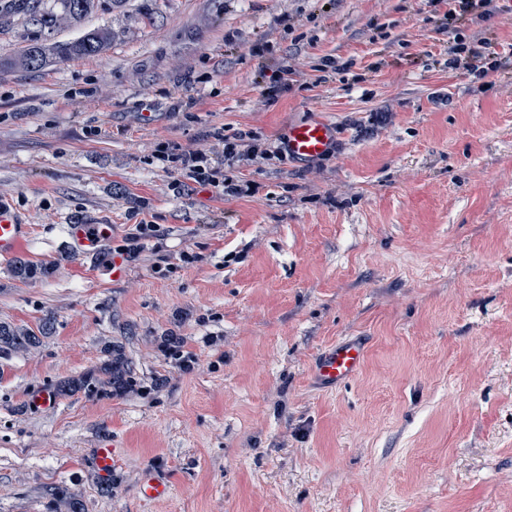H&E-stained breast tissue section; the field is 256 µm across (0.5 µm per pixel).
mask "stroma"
Listing matches in <instances>:
<instances>
[{"label": "stroma", "instance_id": "stroma-1", "mask_svg": "<svg viewBox=\"0 0 512 512\" xmlns=\"http://www.w3.org/2000/svg\"><path fill=\"white\" fill-rule=\"evenodd\" d=\"M84 25L110 26L104 55L0 73V198L31 226L19 258L53 268L0 259V321L53 322L0 358V512H61L59 488L84 512H512V59L449 72L427 0H127ZM327 55L353 66L315 84ZM284 59L304 86L263 105ZM314 117L332 156L245 171L250 197L174 192L143 161L240 130L275 146ZM90 218L112 226L93 257L65 231ZM142 220L166 262L147 248L111 278ZM350 337L358 377L321 388L317 356ZM115 339L140 393L31 407Z\"/></svg>", "mask_w": 512, "mask_h": 512}]
</instances>
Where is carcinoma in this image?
<instances>
[{"label": "carcinoma", "instance_id": "obj_1", "mask_svg": "<svg viewBox=\"0 0 512 512\" xmlns=\"http://www.w3.org/2000/svg\"><path fill=\"white\" fill-rule=\"evenodd\" d=\"M125 0H0V32L21 26L27 32V44L20 58L0 57V72H8L22 65L40 70L73 56L103 54L110 42L111 31L105 27L85 29L69 41L51 38V32L65 19L77 27L93 13H108ZM50 268L36 267L24 259L12 266L13 275L28 280L47 275ZM52 329L51 319L44 320L40 333L27 327L0 322V354L24 353L37 348ZM104 360L98 372L87 373L61 381L57 392L63 396L84 392L88 395L124 396L135 390L137 381L132 376L125 347L120 341H108L102 348Z\"/></svg>", "mask_w": 512, "mask_h": 512}]
</instances>
